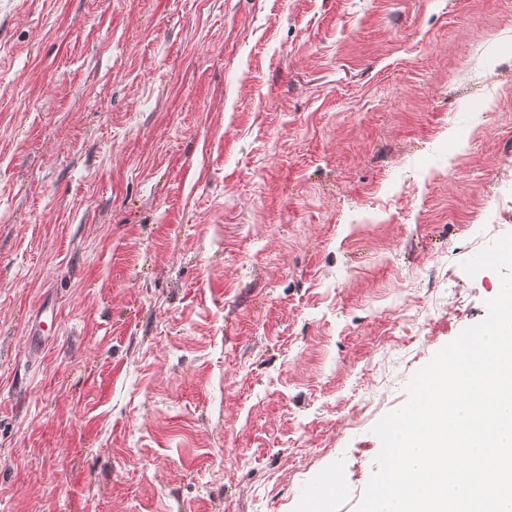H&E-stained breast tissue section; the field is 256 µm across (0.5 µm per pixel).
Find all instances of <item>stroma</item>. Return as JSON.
Here are the masks:
<instances>
[{"label": "stroma", "mask_w": 512, "mask_h": 512, "mask_svg": "<svg viewBox=\"0 0 512 512\" xmlns=\"http://www.w3.org/2000/svg\"><path fill=\"white\" fill-rule=\"evenodd\" d=\"M508 233L512 0H0V512H357Z\"/></svg>", "instance_id": "35a3bbf8"}]
</instances>
